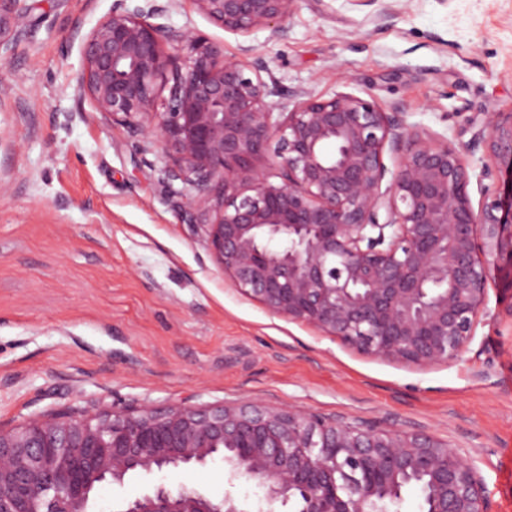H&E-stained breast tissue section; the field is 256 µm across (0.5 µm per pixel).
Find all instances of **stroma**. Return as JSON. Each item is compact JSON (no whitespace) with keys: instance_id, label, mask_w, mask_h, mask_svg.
Returning a JSON list of instances; mask_svg holds the SVG:
<instances>
[{"instance_id":"35a3bbf8","label":"stroma","mask_w":512,"mask_h":512,"mask_svg":"<svg viewBox=\"0 0 512 512\" xmlns=\"http://www.w3.org/2000/svg\"><path fill=\"white\" fill-rule=\"evenodd\" d=\"M27 34L0 59V427L52 412L260 402L351 425L421 431L480 473L490 512H512V265H490L486 316L456 360L429 369L372 357L269 312L213 262L191 186L169 157L80 95L79 43L113 0H27ZM349 0H296L288 36L243 38L193 0L153 21L263 60L283 92L345 90L447 137L479 175L472 119L512 110V0H407L382 24ZM260 49L244 53V44ZM255 512L264 489L222 459L98 486L117 512L157 485Z\"/></svg>"}]
</instances>
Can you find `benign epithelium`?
I'll return each instance as SVG.
<instances>
[{
    "label": "benign epithelium",
    "instance_id": "1",
    "mask_svg": "<svg viewBox=\"0 0 512 512\" xmlns=\"http://www.w3.org/2000/svg\"><path fill=\"white\" fill-rule=\"evenodd\" d=\"M114 0L92 31L74 24L78 89L112 124L135 128L170 158L166 175L193 187L183 211L206 221L207 244L233 285L268 311L370 356L422 369L457 359L485 313L487 265L512 263V176L478 204L461 151L350 92L324 98L276 83L190 30L150 22L157 0ZM224 31L288 36L296 0H193ZM27 0H0V48L24 37L11 21ZM187 46L180 58L165 47ZM474 141L479 179L512 168V111L486 115ZM394 158L393 166L384 155ZM220 456L260 482L264 512H388L402 481L426 479L425 512H490L477 470L430 435L353 426L288 408L179 405L52 414L0 428V512H86L105 477L204 464ZM123 512H241L164 485Z\"/></svg>",
    "mask_w": 512,
    "mask_h": 512
}]
</instances>
